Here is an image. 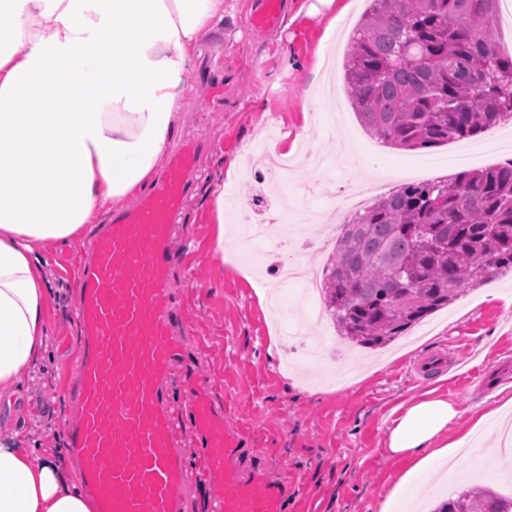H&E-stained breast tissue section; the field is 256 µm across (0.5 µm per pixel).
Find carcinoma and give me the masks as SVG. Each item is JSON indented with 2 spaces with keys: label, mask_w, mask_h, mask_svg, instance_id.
Masks as SVG:
<instances>
[{
  "label": "carcinoma",
  "mask_w": 512,
  "mask_h": 512,
  "mask_svg": "<svg viewBox=\"0 0 512 512\" xmlns=\"http://www.w3.org/2000/svg\"><path fill=\"white\" fill-rule=\"evenodd\" d=\"M499 0H371L344 79L362 126L405 150L476 137L512 117V55L487 31ZM512 271V165L408 183L342 225L323 269L340 336L381 348L466 288ZM434 512H512L464 486Z\"/></svg>",
  "instance_id": "1"
}]
</instances>
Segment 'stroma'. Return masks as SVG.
<instances>
[{"label":"stroma","mask_w":512,"mask_h":512,"mask_svg":"<svg viewBox=\"0 0 512 512\" xmlns=\"http://www.w3.org/2000/svg\"><path fill=\"white\" fill-rule=\"evenodd\" d=\"M248 2L236 0L223 28L200 45L223 54L224 107L206 113L214 146L200 160L171 243L173 303L185 313L197 373L212 380L213 397L227 424L242 433L251 466L303 486L284 512H380L409 466L385 446L386 429L403 402L428 392L446 397L467 410L449 429V440L483 415L484 444L500 445L489 413L512 398V273L463 292L379 350L347 345L336 331L312 324L311 335L326 339L321 363L301 359L284 369L272 347L282 330L258 303L259 292L275 287L265 264L241 262L229 239L225 261L206 259L215 233L205 200L208 178L236 160L224 179L225 210L242 208L260 218L287 192L301 223L326 214L341 225L349 217L348 197L385 161L403 164L405 183L447 179L467 164L445 144L417 150L381 145L353 110L336 119L329 105L318 104L315 88L328 77L338 98L347 97L341 64L366 0H353L333 29L325 16L298 14L299 0H288L293 23L265 35L247 27ZM271 128L307 142L333 159L334 169L298 166L287 190H278L260 149ZM40 255L53 296L50 351L15 394L0 398V441L40 449L71 471L67 444H55L51 435L63 432L70 416L66 387L78 369L81 337L77 270L90 255L79 241L50 244ZM421 365L428 374L416 375Z\"/></svg>","instance_id":"35a3bbf8"}]
</instances>
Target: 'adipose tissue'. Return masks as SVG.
Returning a JSON list of instances; mask_svg holds the SVG:
<instances>
[{
    "label": "adipose tissue",
    "instance_id": "1",
    "mask_svg": "<svg viewBox=\"0 0 512 512\" xmlns=\"http://www.w3.org/2000/svg\"><path fill=\"white\" fill-rule=\"evenodd\" d=\"M228 0H0V389L21 386L47 348L51 292L39 252L120 207L159 169L195 48ZM385 444L410 466L382 512L450 462L499 473L492 449L447 442L448 399L399 405ZM0 512H94L75 477L0 445Z\"/></svg>",
    "mask_w": 512,
    "mask_h": 512
}]
</instances>
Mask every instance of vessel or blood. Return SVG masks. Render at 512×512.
Wrapping results in <instances>:
<instances>
[{
  "instance_id": "1",
  "label": "vessel or blood",
  "mask_w": 512,
  "mask_h": 512,
  "mask_svg": "<svg viewBox=\"0 0 512 512\" xmlns=\"http://www.w3.org/2000/svg\"><path fill=\"white\" fill-rule=\"evenodd\" d=\"M281 11L282 0H251L247 23L274 29ZM203 148L185 139L135 207L92 231V259L78 269L83 335L66 437L96 512H189L188 431L205 472L221 478L213 512H282L289 496L287 482L246 468L242 439L225 426L210 381L192 382L186 422L174 415L172 384L189 364L169 288L171 242Z\"/></svg>"
}]
</instances>
